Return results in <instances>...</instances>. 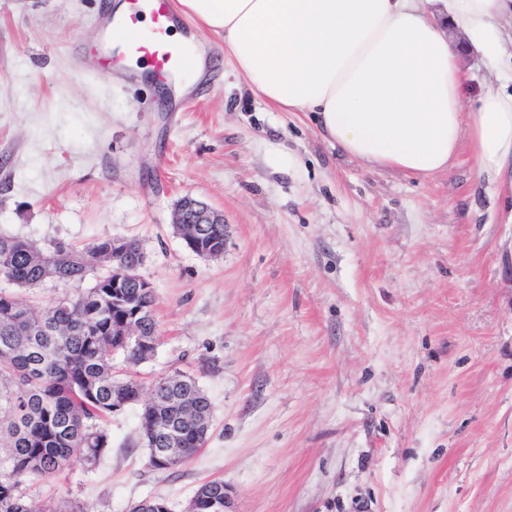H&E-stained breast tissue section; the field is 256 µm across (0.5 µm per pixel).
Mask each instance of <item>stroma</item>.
I'll list each match as a JSON object with an SVG mask.
<instances>
[{
  "label": "stroma",
  "mask_w": 512,
  "mask_h": 512,
  "mask_svg": "<svg viewBox=\"0 0 512 512\" xmlns=\"http://www.w3.org/2000/svg\"><path fill=\"white\" fill-rule=\"evenodd\" d=\"M103 2L0 0V232L138 241L160 344L114 373L194 376L213 421L158 472L128 405L95 466L23 493L184 512L220 479L235 512H512V200L465 149L430 179L346 158L247 93L216 38L190 92L159 101L93 64ZM185 196L223 214L222 257L174 234Z\"/></svg>",
  "instance_id": "35a3bbf8"
}]
</instances>
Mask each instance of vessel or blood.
<instances>
[{"label":"vessel or blood","mask_w":512,"mask_h":512,"mask_svg":"<svg viewBox=\"0 0 512 512\" xmlns=\"http://www.w3.org/2000/svg\"><path fill=\"white\" fill-rule=\"evenodd\" d=\"M144 14L151 19L146 30L138 26ZM173 20L169 0H130V12L112 24V36L121 41L130 57L147 62L154 74H189L196 68L195 52L191 44L177 45L169 40Z\"/></svg>","instance_id":"obj_1"}]
</instances>
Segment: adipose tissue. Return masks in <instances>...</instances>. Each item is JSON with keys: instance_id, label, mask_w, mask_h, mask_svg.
Returning <instances> with one entry per match:
<instances>
[{"instance_id": "1", "label": "adipose tissue", "mask_w": 512, "mask_h": 512, "mask_svg": "<svg viewBox=\"0 0 512 512\" xmlns=\"http://www.w3.org/2000/svg\"><path fill=\"white\" fill-rule=\"evenodd\" d=\"M512 0H177L197 66L205 35L248 90L277 112L311 113L349 158L422 178L468 149L478 178L512 192V94L469 100L471 75L446 36L497 60L512 45L500 18Z\"/></svg>"}]
</instances>
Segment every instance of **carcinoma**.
<instances>
[{
    "instance_id": "cac0c4a2",
    "label": "carcinoma",
    "mask_w": 512,
    "mask_h": 512,
    "mask_svg": "<svg viewBox=\"0 0 512 512\" xmlns=\"http://www.w3.org/2000/svg\"><path fill=\"white\" fill-rule=\"evenodd\" d=\"M203 245L224 254V225L197 224ZM112 240L84 249L55 242L40 249L28 240L0 234V282L32 288L45 281L88 283L39 310L0 289V512H41L26 500L25 482L54 479L74 458L95 465L108 443L96 421L138 399L141 385L112 372V356L130 365L151 359L160 336L154 324L134 323V335H112V318L133 312L112 308ZM142 409L146 448L166 450L155 469L176 468L204 447L212 403L197 378L176 374L159 381ZM224 495V481L199 486L188 503L210 512V499Z\"/></svg>"
}]
</instances>
